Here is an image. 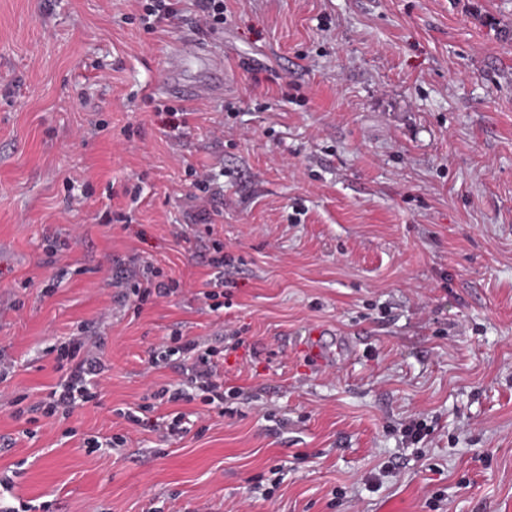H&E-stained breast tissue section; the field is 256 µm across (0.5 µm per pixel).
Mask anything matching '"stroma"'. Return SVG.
<instances>
[{
  "mask_svg": "<svg viewBox=\"0 0 512 512\" xmlns=\"http://www.w3.org/2000/svg\"><path fill=\"white\" fill-rule=\"evenodd\" d=\"M224 92L155 111L195 0H0V473L49 512H512V0H225ZM224 195L195 220L188 166ZM138 203H131L132 191ZM126 219L118 222L114 211ZM220 243L219 310L203 298ZM159 269L170 297L115 288ZM334 329L332 367L297 348ZM224 351V408L123 415ZM99 406L27 424L54 347ZM430 431L407 444L402 426ZM123 435L87 452L85 438ZM146 3L142 4L143 14L141 22L144 29H153L154 25L163 20L174 16L177 13L176 2L174 0H142ZM152 18V19H151Z\"/></svg>",
  "mask_w": 512,
  "mask_h": 512,
  "instance_id": "35a3bbf8",
  "label": "stroma"
}]
</instances>
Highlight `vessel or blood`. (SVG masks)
<instances>
[{
  "instance_id": "b4317fda",
  "label": "vessel or blood",
  "mask_w": 512,
  "mask_h": 512,
  "mask_svg": "<svg viewBox=\"0 0 512 512\" xmlns=\"http://www.w3.org/2000/svg\"><path fill=\"white\" fill-rule=\"evenodd\" d=\"M189 57L199 60L206 71L205 76L191 83L184 82L182 79V64ZM221 71V66L204 53L198 38H188L173 49L164 67L166 92L172 98L179 100L193 101L210 97L224 88L222 80L218 78Z\"/></svg>"
}]
</instances>
